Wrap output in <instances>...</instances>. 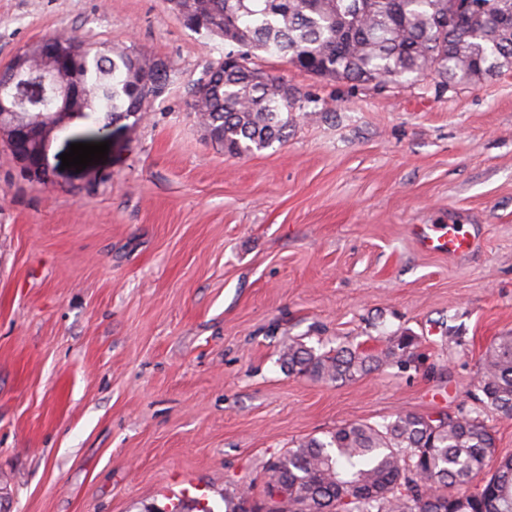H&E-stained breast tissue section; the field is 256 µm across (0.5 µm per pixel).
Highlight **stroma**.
<instances>
[{"label": "stroma", "instance_id": "35a3bbf8", "mask_svg": "<svg viewBox=\"0 0 512 512\" xmlns=\"http://www.w3.org/2000/svg\"><path fill=\"white\" fill-rule=\"evenodd\" d=\"M72 30L174 76L109 152L63 168L99 123L48 145L51 177L0 141V512H168L249 487L306 438L352 421L472 406L478 362L512 332V69L439 93L261 64L312 97L283 144L212 145L187 87L219 37L167 0H0V66ZM415 224L476 238L457 258ZM416 357L346 383L288 374L282 349L344 343Z\"/></svg>", "mask_w": 512, "mask_h": 512}]
</instances>
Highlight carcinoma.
I'll use <instances>...</instances> for the list:
<instances>
[{
	"label": "carcinoma",
	"instance_id": "cac0c4a2",
	"mask_svg": "<svg viewBox=\"0 0 512 512\" xmlns=\"http://www.w3.org/2000/svg\"><path fill=\"white\" fill-rule=\"evenodd\" d=\"M466 0H192L190 21L224 31L234 46L206 67L216 82L196 81L189 106L211 143L230 156H248L288 138L296 113L313 99L287 97L281 79L256 80L262 55L279 56L301 73L364 86L411 85L433 76L441 92L512 68V22L468 14ZM67 70L81 87L73 111L114 121L144 112L147 79L169 83V70L151 55L116 54L90 43L70 53ZM38 61L14 81V92L33 119L59 101L56 85L42 84ZM410 343L365 355L341 345L318 353L293 341L280 360L288 373L345 383L383 360L413 357ZM480 406L427 421L415 413L370 424L352 422L325 440L306 438L271 465L267 487L291 489L288 512H512V458L490 471L495 438L482 414L512 417V334L498 337L479 366ZM249 490L224 495V512H247Z\"/></svg>",
	"mask_w": 512,
	"mask_h": 512
}]
</instances>
